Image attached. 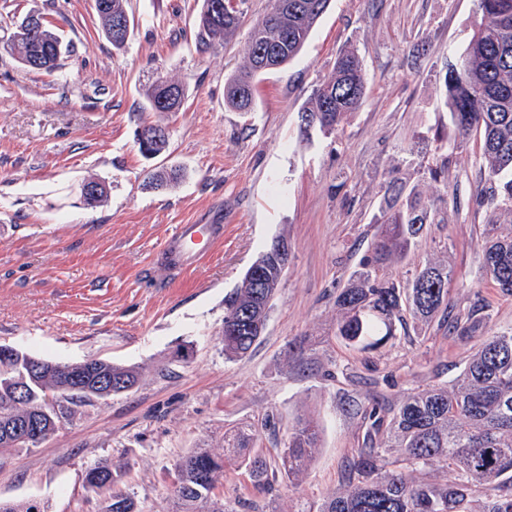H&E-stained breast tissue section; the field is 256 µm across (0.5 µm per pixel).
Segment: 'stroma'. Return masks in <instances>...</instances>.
Wrapping results in <instances>:
<instances>
[{"label": "stroma", "mask_w": 512, "mask_h": 512, "mask_svg": "<svg viewBox=\"0 0 512 512\" xmlns=\"http://www.w3.org/2000/svg\"><path fill=\"white\" fill-rule=\"evenodd\" d=\"M198 6L128 0L135 27L118 51L92 0H0V15L40 12L71 45L62 69L29 70L0 26V346L140 373L128 392L67 402L36 446L0 449L1 502L102 512L84 476L107 458L125 467L140 512H167L175 462L190 449L223 447L226 430L266 418L261 446L273 453L291 424L312 416L320 447L299 488L280 478L262 490L228 468L217 490L236 512H298L338 489L363 445L366 422L352 402L388 404L451 383L484 338L512 328V296L481 267L483 227L512 224V204L484 203L481 143L459 138L444 104L447 67L480 20L476 0H332L300 54L260 77L250 112L225 106L224 83L268 0H246L237 37L206 51L195 40ZM348 49L366 74L362 104L336 130L301 138L309 95ZM161 75L187 86L181 111L145 110L144 91ZM146 124L168 134L151 160L136 142ZM439 136L461 142L442 184L425 169ZM158 166L185 177L147 189ZM394 177L447 202L441 223L383 273L402 281L428 262L447 264L449 311L491 315L470 338L436 320L370 352L336 337V291L369 255ZM90 178L109 188L93 206L80 195ZM218 223L224 240L196 267L173 275L158 265L177 225ZM279 236L288 268L264 332L246 357L225 361L224 297Z\"/></svg>", "instance_id": "1"}]
</instances>
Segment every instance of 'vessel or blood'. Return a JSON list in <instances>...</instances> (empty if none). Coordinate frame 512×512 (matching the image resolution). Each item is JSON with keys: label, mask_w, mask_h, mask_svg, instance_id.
Masks as SVG:
<instances>
[{"label": "vessel or blood", "mask_w": 512, "mask_h": 512, "mask_svg": "<svg viewBox=\"0 0 512 512\" xmlns=\"http://www.w3.org/2000/svg\"><path fill=\"white\" fill-rule=\"evenodd\" d=\"M224 227L220 224H181L166 241L161 262L170 271H183L198 264L221 240Z\"/></svg>", "instance_id": "b4317fda"}]
</instances>
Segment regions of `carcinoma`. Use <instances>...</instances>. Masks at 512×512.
Returning a JSON list of instances; mask_svg holds the SVG:
<instances>
[{
	"label": "carcinoma",
	"instance_id": "carcinoma-1",
	"mask_svg": "<svg viewBox=\"0 0 512 512\" xmlns=\"http://www.w3.org/2000/svg\"><path fill=\"white\" fill-rule=\"evenodd\" d=\"M331 0H272L266 16L249 31L244 65L224 85V103L249 112L256 102V81L266 72L271 53L280 56L276 70L292 61L330 7ZM479 25L465 58L448 65L444 78L445 105L461 135L476 129L482 136L481 168L490 182V198L512 203V0H477ZM244 0H202L194 18L196 42L207 50L223 44L238 31ZM112 47L127 43L134 20L125 0H94L93 4ZM13 58L27 69L53 71L62 67L65 53L59 35L40 14L15 23L9 36ZM180 89L171 98L165 84ZM366 77L353 50L338 54L331 76L316 86L302 110L300 130L336 129L343 117L355 111L365 93ZM187 89L180 81L158 78L145 92L152 112H178ZM141 154L154 158L168 145L166 130L159 139L138 141ZM448 145L434 148L428 165L430 179L444 177ZM181 178L180 170L157 167L149 184L164 187ZM437 203L424 201L405 184L387 189L386 205L375 216L380 233L372 253L359 271L336 294V337L359 350L381 348L407 328L406 316L418 323L431 322L447 308L452 271L429 263L412 279L396 281L378 276L383 264L403 262L435 223ZM270 244L258 256L262 273L244 274L224 296V359L244 358L259 340L256 323L269 317L281 282V261L267 256ZM482 266L486 276L505 295H512V227L488 224L484 230ZM73 363H59L16 351L0 354V448L17 443L9 430L32 418L35 411H51L54 403L75 396ZM88 378L112 379L134 387L138 373L132 368L94 359ZM357 414L378 421L367 433L364 447L347 461L343 488L297 512H512V329L483 340L453 384L402 396L389 407L353 402ZM263 425L247 423L224 433V447L195 448L179 458L177 482L170 491L169 512H237L214 490L224 480V469L241 468L253 484L266 487L278 477L299 486L319 448L321 424L314 417L298 419L288 428V441L270 460L256 447ZM397 456L392 458V450ZM438 468L448 471L445 481H415L409 472ZM121 467L102 460L89 468L85 482L103 497L102 512H139L134 495L118 488Z\"/></svg>",
	"mask_w": 512,
	"mask_h": 512
}]
</instances>
